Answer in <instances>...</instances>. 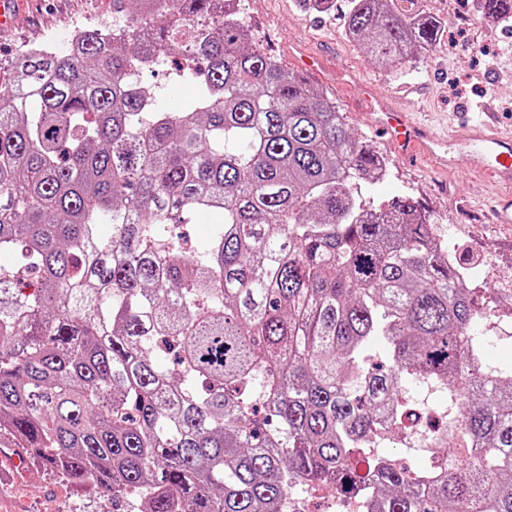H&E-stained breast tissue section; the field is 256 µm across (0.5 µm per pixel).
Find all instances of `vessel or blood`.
Masks as SVG:
<instances>
[{
  "label": "vessel or blood",
  "instance_id": "1",
  "mask_svg": "<svg viewBox=\"0 0 512 512\" xmlns=\"http://www.w3.org/2000/svg\"><path fill=\"white\" fill-rule=\"evenodd\" d=\"M357 90L367 103L368 125L402 161H428L443 171L463 164L509 188V195L500 200L491 220L512 224V133L498 129L494 114L443 137L413 113L399 110L392 99L374 96L368 85H358Z\"/></svg>",
  "mask_w": 512,
  "mask_h": 512
}]
</instances>
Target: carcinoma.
<instances>
[{
    "instance_id": "cac0c4a2",
    "label": "carcinoma",
    "mask_w": 512,
    "mask_h": 512,
    "mask_svg": "<svg viewBox=\"0 0 512 512\" xmlns=\"http://www.w3.org/2000/svg\"><path fill=\"white\" fill-rule=\"evenodd\" d=\"M421 0H350L380 67L433 48ZM149 34L88 29L0 79V430L139 512H283L332 482L363 512H512V360L385 157L253 41L237 0H112ZM512 25V0H475ZM199 94L162 112L164 57ZM215 217L187 253L173 229ZM110 226L108 237L100 227ZM420 382L448 401L420 469L373 437Z\"/></svg>"
}]
</instances>
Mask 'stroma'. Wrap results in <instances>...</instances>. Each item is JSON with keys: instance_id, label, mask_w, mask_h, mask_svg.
<instances>
[{"instance_id": "1", "label": "stroma", "mask_w": 512, "mask_h": 512, "mask_svg": "<svg viewBox=\"0 0 512 512\" xmlns=\"http://www.w3.org/2000/svg\"><path fill=\"white\" fill-rule=\"evenodd\" d=\"M105 0H28L16 26L0 32V63L10 64L20 43L61 35L76 24L94 25L106 9ZM436 17L455 13L467 25L449 23L445 40L411 61L388 68L370 62L362 46L345 34L348 0H336L333 10H302L297 0H241L254 39L289 72L297 71V48L325 55L327 66L310 78L314 88L330 93L351 129L368 141L376 136L364 116V104L347 81L357 76L371 83L376 95H390L402 83L421 85L420 93L402 100L407 111L448 123L494 112L502 128H512V28L489 27L473 0H426ZM166 59L136 75L137 84L155 100L159 110L180 111L195 97L192 79H178ZM391 177L377 186L375 197L391 200L409 194L432 221H445L455 232L456 252L466 267L482 266L487 257L501 262L497 285L502 294L490 306L483 336L487 359L512 358V226L482 223L480 215L499 188L489 178L467 168L440 175L429 165L410 168L390 160ZM0 512H138L130 499H112L92 484L76 485L43 463L26 458L23 468L0 455Z\"/></svg>"}]
</instances>
